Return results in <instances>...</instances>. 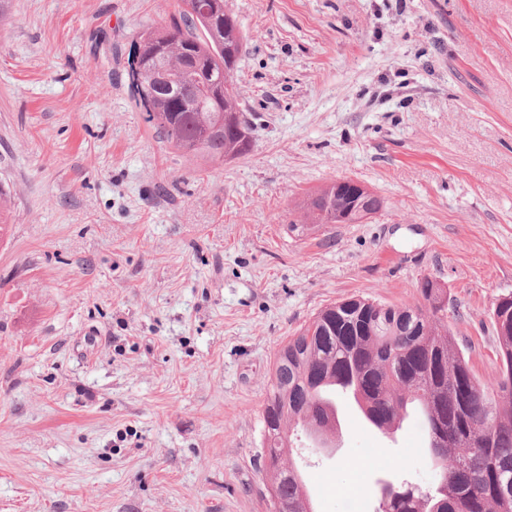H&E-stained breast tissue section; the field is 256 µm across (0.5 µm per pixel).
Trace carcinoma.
<instances>
[{
    "mask_svg": "<svg viewBox=\"0 0 512 512\" xmlns=\"http://www.w3.org/2000/svg\"><path fill=\"white\" fill-rule=\"evenodd\" d=\"M245 37L224 0H173L164 24L137 35L132 68L135 104L182 155L208 164L247 155L250 123L233 85ZM290 232L323 224H359L344 214V196L321 187L297 206ZM11 197L0 187V240ZM422 303L387 305L374 324H348L364 299L331 304L278 351L264 412L263 451L280 462L277 512H312L302 478L284 455L297 431L334 434L335 395L354 388L364 417L377 429L400 427L420 409L434 483L420 490L389 482L376 512H512V296L493 315L501 366L482 383L448 328L441 288L419 289Z\"/></svg>",
    "mask_w": 512,
    "mask_h": 512,
    "instance_id": "cac0c4a2",
    "label": "carcinoma"
}]
</instances>
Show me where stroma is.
Segmentation results:
<instances>
[{"label": "stroma", "mask_w": 512, "mask_h": 512, "mask_svg": "<svg viewBox=\"0 0 512 512\" xmlns=\"http://www.w3.org/2000/svg\"><path fill=\"white\" fill-rule=\"evenodd\" d=\"M172 0H12L0 29V512H268L258 453L281 346L353 296L429 277L481 381L512 295V0H224L244 157L198 167L136 108L128 52ZM339 177L383 201L288 231ZM293 449L314 512L434 480L420 417L337 403ZM352 467H345V460Z\"/></svg>", "instance_id": "35a3bbf8"}]
</instances>
